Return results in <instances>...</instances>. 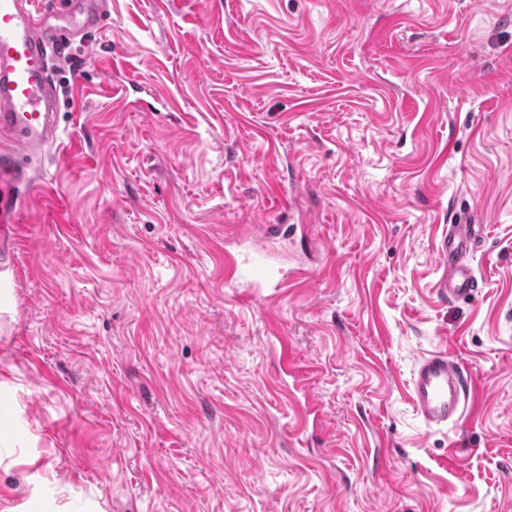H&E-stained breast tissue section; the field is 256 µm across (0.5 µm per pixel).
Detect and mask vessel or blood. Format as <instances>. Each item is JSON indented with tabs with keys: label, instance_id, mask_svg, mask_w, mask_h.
Instances as JSON below:
<instances>
[{
	"label": "vessel or blood",
	"instance_id": "obj_1",
	"mask_svg": "<svg viewBox=\"0 0 512 512\" xmlns=\"http://www.w3.org/2000/svg\"><path fill=\"white\" fill-rule=\"evenodd\" d=\"M110 0H0V257L14 252V229L21 206L19 187L29 175L21 158L41 159L47 147L59 158L70 149L56 123L59 110L53 75L69 53L77 33L102 28ZM483 235L479 224H452L437 247L439 293L451 300L476 296L480 282L468 258ZM255 254L247 264L226 255L224 276L279 292L304 277ZM412 399L427 430L458 426L468 406V391L459 367L446 352L422 357L412 379Z\"/></svg>",
	"mask_w": 512,
	"mask_h": 512
}]
</instances>
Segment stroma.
<instances>
[{
    "mask_svg": "<svg viewBox=\"0 0 512 512\" xmlns=\"http://www.w3.org/2000/svg\"><path fill=\"white\" fill-rule=\"evenodd\" d=\"M0 270V512H512V0H112ZM307 279H224L260 225ZM484 225L470 303L437 245ZM465 373L457 429L411 398ZM463 434L465 451L452 450ZM412 399L428 431L458 426L467 410L468 391L447 352L422 357L413 374Z\"/></svg>",
    "mask_w": 512,
    "mask_h": 512,
    "instance_id": "1",
    "label": "stroma"
}]
</instances>
